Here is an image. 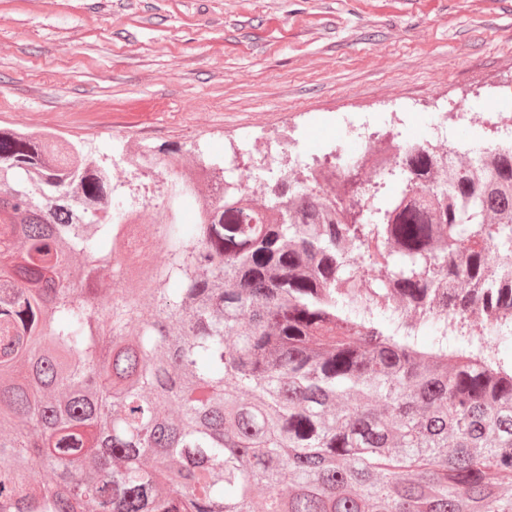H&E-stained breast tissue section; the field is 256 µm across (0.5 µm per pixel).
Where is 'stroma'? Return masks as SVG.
Segmentation results:
<instances>
[{
  "mask_svg": "<svg viewBox=\"0 0 512 512\" xmlns=\"http://www.w3.org/2000/svg\"><path fill=\"white\" fill-rule=\"evenodd\" d=\"M459 145L512 117V0H0V124L51 129L104 153L199 145L256 187L264 162L341 149L397 113L433 136L449 106ZM512 366V335L451 334Z\"/></svg>",
  "mask_w": 512,
  "mask_h": 512,
  "instance_id": "1",
  "label": "stroma"
}]
</instances>
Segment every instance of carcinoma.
<instances>
[{
  "label": "carcinoma",
  "instance_id": "1",
  "mask_svg": "<svg viewBox=\"0 0 512 512\" xmlns=\"http://www.w3.org/2000/svg\"><path fill=\"white\" fill-rule=\"evenodd\" d=\"M490 149L284 156L257 192L148 154L180 175L140 224L111 156L0 126V512H512V369L416 341L512 311Z\"/></svg>",
  "mask_w": 512,
  "mask_h": 512
}]
</instances>
